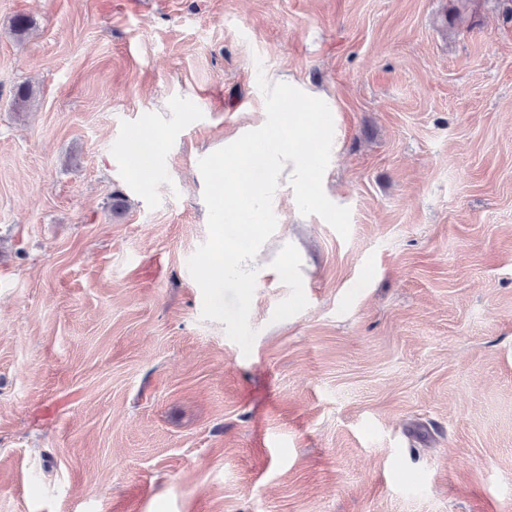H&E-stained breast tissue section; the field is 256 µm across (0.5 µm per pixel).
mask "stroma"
<instances>
[{
  "instance_id": "1",
  "label": "stroma",
  "mask_w": 512,
  "mask_h": 512,
  "mask_svg": "<svg viewBox=\"0 0 512 512\" xmlns=\"http://www.w3.org/2000/svg\"><path fill=\"white\" fill-rule=\"evenodd\" d=\"M261 74L351 230L277 210L246 355L188 260ZM0 512H512V0H0ZM127 151L136 172L143 173L149 169L154 154V145L151 141L134 139L128 144Z\"/></svg>"
}]
</instances>
